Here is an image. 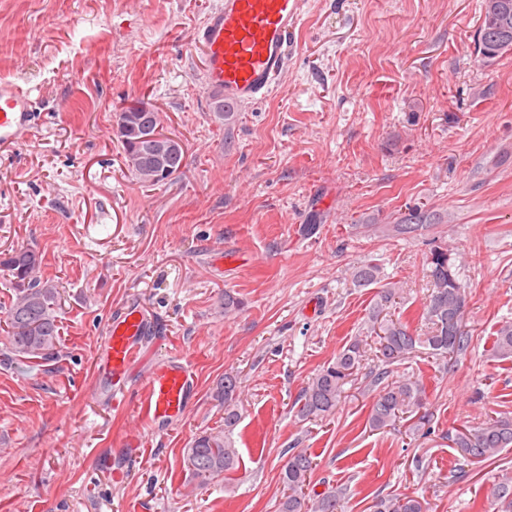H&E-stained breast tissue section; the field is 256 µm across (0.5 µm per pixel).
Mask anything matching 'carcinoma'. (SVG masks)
<instances>
[{
	"label": "carcinoma",
	"instance_id": "obj_1",
	"mask_svg": "<svg viewBox=\"0 0 512 512\" xmlns=\"http://www.w3.org/2000/svg\"><path fill=\"white\" fill-rule=\"evenodd\" d=\"M512 46V12L508 27L482 25L476 38V54L484 64H492ZM115 137L120 143L125 164L142 184L154 186L170 180L183 167L184 149L181 142L166 137L172 144L161 160L154 161L152 141L145 136L162 133V116L142 106L131 112L116 114ZM435 215L420 207L410 209L392 230L402 235H416L434 224ZM42 257L34 249H20L0 256V267L7 268L13 277L15 294L7 310L8 345L20 360L31 363L46 360L55 354L58 344L57 306L60 291L55 284L40 276ZM431 285L429 299L420 314L426 332L418 333L400 320L383 315L388 303L401 291L392 283L381 289L365 323L366 337L350 340L304 388L298 400V414L303 419L322 420L336 411L346 392L355 381L363 362L367 360L368 338L376 340L377 363L370 369L371 385L379 388L370 409L367 424L374 431L384 430L396 420L416 415L424 407L426 387L418 380L405 377L391 379L392 366L410 355L426 350L436 358L462 355L470 346L471 337L464 330L467 310L465 286L458 278L456 258L448 247L435 245L424 259ZM381 267L375 263L358 266L352 281L357 288H366L381 279ZM493 355L512 360V322H504L496 331ZM237 378L224 376L216 398L224 407V428L195 438L186 449L185 463L190 476L206 484L225 476L239 467L237 448L232 433L240 421L237 401ZM454 442L465 456L477 463L496 458L512 447V418L489 415L475 427L456 433ZM316 467L311 454L305 450L288 455L281 468L283 487L278 512H342L347 489L329 485L322 492L310 491L311 474ZM487 500L493 512H512V476L504 474L487 488ZM372 512H429L428 503L407 494L376 496Z\"/></svg>",
	"mask_w": 512,
	"mask_h": 512
}]
</instances>
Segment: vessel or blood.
Wrapping results in <instances>:
<instances>
[{"instance_id": "vessel-or-blood-1", "label": "vessel or blood", "mask_w": 512, "mask_h": 512, "mask_svg": "<svg viewBox=\"0 0 512 512\" xmlns=\"http://www.w3.org/2000/svg\"><path fill=\"white\" fill-rule=\"evenodd\" d=\"M301 19V0H219L196 32L208 90L242 106L278 88L288 69L291 38ZM36 123L32 89L0 81V151L18 147ZM148 322L140 306L127 305L106 336L103 365L116 383V402L130 404L150 424L177 419L195 373L188 355L175 352L137 384L126 382Z\"/></svg>"}]
</instances>
